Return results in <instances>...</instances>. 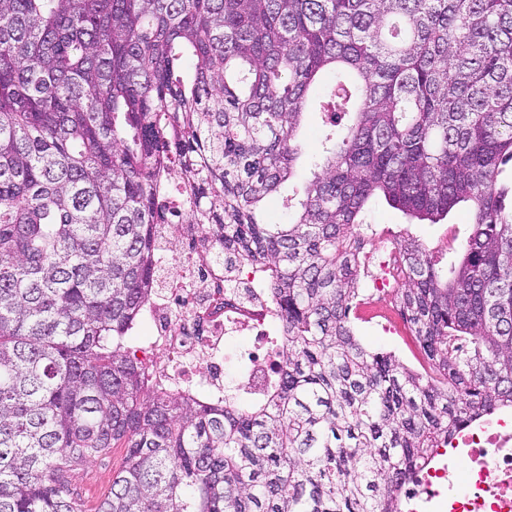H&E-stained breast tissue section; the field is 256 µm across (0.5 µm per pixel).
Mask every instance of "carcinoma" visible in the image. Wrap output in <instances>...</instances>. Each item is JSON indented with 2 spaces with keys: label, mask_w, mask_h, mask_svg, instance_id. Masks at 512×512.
<instances>
[{
  "label": "carcinoma",
  "mask_w": 512,
  "mask_h": 512,
  "mask_svg": "<svg viewBox=\"0 0 512 512\" xmlns=\"http://www.w3.org/2000/svg\"><path fill=\"white\" fill-rule=\"evenodd\" d=\"M191 62L192 80L182 75ZM311 177L295 175L325 70ZM512 0H0V512H83L69 475L126 449L97 512H403L400 488L512 408ZM268 268L280 335L252 402L144 383L157 200ZM472 229L442 266L396 240L430 371L375 352L366 206ZM323 123L320 114H306L303 117L299 140L302 156L296 166V176L285 185L281 193L269 197L263 207L264 219L268 222L285 224L288 222V209L285 206L286 196L311 176V157L319 152Z\"/></svg>",
  "instance_id": "obj_1"
}]
</instances>
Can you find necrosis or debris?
<instances>
[{
	"instance_id": "obj_1",
	"label": "necrosis or debris",
	"mask_w": 512,
	"mask_h": 512,
	"mask_svg": "<svg viewBox=\"0 0 512 512\" xmlns=\"http://www.w3.org/2000/svg\"><path fill=\"white\" fill-rule=\"evenodd\" d=\"M162 285L145 309L135 347L145 380L193 397L224 394L226 351L245 329L264 335L274 320L266 275L227 271L205 225L172 214L162 227ZM358 308L394 295L406 272L395 243L383 245ZM446 461L425 466L400 493L412 512H512V415H491L452 440Z\"/></svg>"
}]
</instances>
